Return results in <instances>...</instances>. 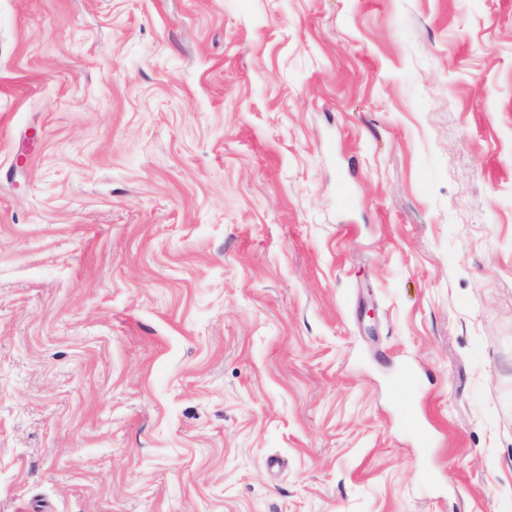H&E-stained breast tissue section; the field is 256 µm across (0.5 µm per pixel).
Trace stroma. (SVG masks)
<instances>
[{"mask_svg": "<svg viewBox=\"0 0 512 512\" xmlns=\"http://www.w3.org/2000/svg\"><path fill=\"white\" fill-rule=\"evenodd\" d=\"M0 512H512V0H0Z\"/></svg>", "mask_w": 512, "mask_h": 512, "instance_id": "stroma-1", "label": "stroma"}]
</instances>
